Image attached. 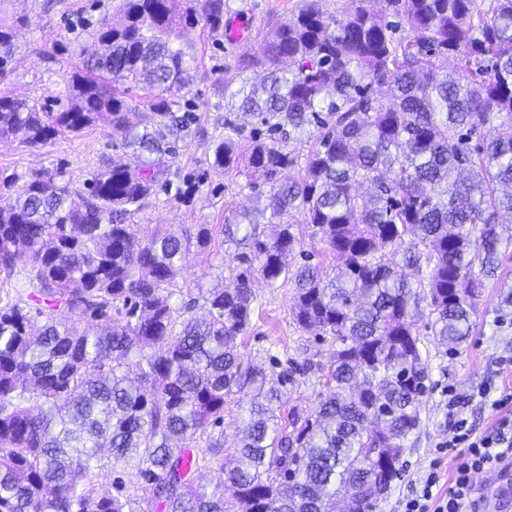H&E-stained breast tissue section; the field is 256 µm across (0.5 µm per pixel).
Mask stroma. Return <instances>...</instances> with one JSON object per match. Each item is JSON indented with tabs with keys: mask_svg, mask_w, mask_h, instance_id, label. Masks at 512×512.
Here are the masks:
<instances>
[{
	"mask_svg": "<svg viewBox=\"0 0 512 512\" xmlns=\"http://www.w3.org/2000/svg\"><path fill=\"white\" fill-rule=\"evenodd\" d=\"M225 22L240 19L249 24V40L231 45L208 28L188 29L195 79L182 97L194 106L195 121L176 138V150L165 156L171 183L131 219L136 236L156 225L174 230L211 228L205 249H192L183 282L204 279L232 283L243 267L245 248L224 241V226L242 211L264 207L268 185L248 187L239 170L212 168L215 139L224 137L229 114L224 107L225 87H238V56L261 54L271 28L297 11L300 0H227ZM121 0H0V21L14 25L16 45L11 71L0 77V93L52 105L64 92L81 61L80 49H92L89 24L108 17L119 20ZM118 133L99 121L78 133L57 135L46 145L32 148L21 139L0 141V173L23 174L65 165L75 182L102 160L121 156ZM258 308L253 327L242 341L245 360L269 367L271 356L288 355L313 365H328L335 348L300 331L292 320L294 290L290 284L256 281ZM431 383L422 398L418 438L403 456V470L380 502L377 512H401V501L412 492L420 476L436 457L438 444L447 442V389L466 398L465 412L476 432L493 430L500 417L490 403L475 399L478 388L494 384L512 391V306L504 305L498 280L490 279L478 301L472 333L456 351L429 344Z\"/></svg>",
	"mask_w": 512,
	"mask_h": 512,
	"instance_id": "stroma-1",
	"label": "stroma"
}]
</instances>
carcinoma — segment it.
Instances as JSON below:
<instances>
[{"label":"carcinoma","mask_w":512,"mask_h":512,"mask_svg":"<svg viewBox=\"0 0 512 512\" xmlns=\"http://www.w3.org/2000/svg\"><path fill=\"white\" fill-rule=\"evenodd\" d=\"M174 2L122 0L56 111L0 95L1 141L39 147L104 117L130 156L98 166L82 191L62 167L0 175L12 199L0 208V512H143L126 491L133 479L152 486L159 512H376L420 426L421 307L432 336L457 349L512 247V0H351L340 16L304 0L262 56L238 59L239 73L264 78L228 94L229 111L268 137L243 156L230 135L213 149L211 166L269 185L264 208L224 225L249 267L229 285L186 290L176 279L191 244L211 241L209 225H159L138 240L127 224L170 183L161 159L191 122L180 31H219L228 10L197 0L179 14ZM13 38L0 23V74ZM440 55L454 73H439ZM114 83L146 91L150 111ZM497 120L508 129L472 143ZM304 137L302 158L287 142ZM299 224L336 268L294 263ZM257 278L293 283V322L336 344L306 414L282 415L293 371L273 377L239 351ZM245 389L226 460L224 405ZM107 466L122 469L113 494L95 484Z\"/></svg>","instance_id":"obj_1"}]
</instances>
